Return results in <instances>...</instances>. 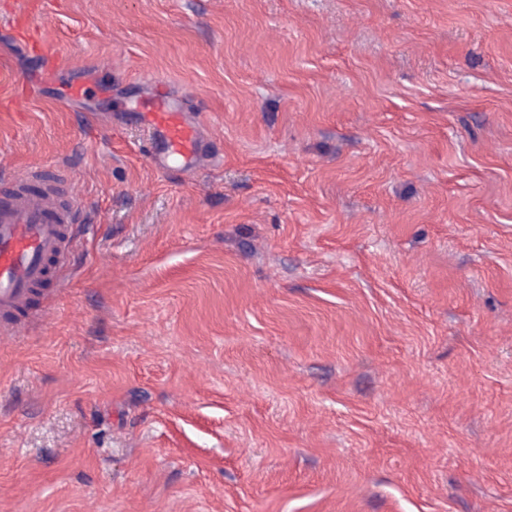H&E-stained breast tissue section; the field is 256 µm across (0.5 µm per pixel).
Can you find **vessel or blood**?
<instances>
[{"instance_id":"vessel-or-blood-1","label":"vessel or blood","mask_w":512,"mask_h":512,"mask_svg":"<svg viewBox=\"0 0 512 512\" xmlns=\"http://www.w3.org/2000/svg\"><path fill=\"white\" fill-rule=\"evenodd\" d=\"M143 111L156 170L179 164L194 173L206 156L208 132L185 98L155 89ZM63 174H0V331L27 325L29 304L71 262L74 225L84 211Z\"/></svg>"}]
</instances>
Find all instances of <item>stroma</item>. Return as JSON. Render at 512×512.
Here are the masks:
<instances>
[{
  "label": "stroma",
  "instance_id": "obj_1",
  "mask_svg": "<svg viewBox=\"0 0 512 512\" xmlns=\"http://www.w3.org/2000/svg\"><path fill=\"white\" fill-rule=\"evenodd\" d=\"M55 165L96 230L0 334V512H512V0H0V166ZM141 112L147 117L145 141L153 167L165 171L171 163H179L184 172L193 174L208 155V132L185 98L156 88Z\"/></svg>",
  "mask_w": 512,
  "mask_h": 512
}]
</instances>
